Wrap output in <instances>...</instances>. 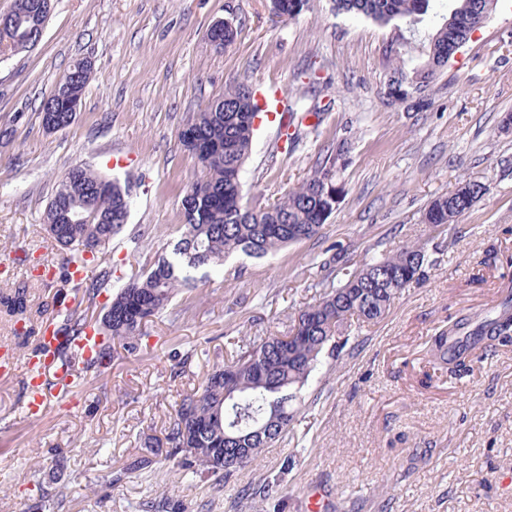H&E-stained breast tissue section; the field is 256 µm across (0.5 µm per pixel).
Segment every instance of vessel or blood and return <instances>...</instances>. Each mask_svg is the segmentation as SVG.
Masks as SVG:
<instances>
[{"instance_id":"1","label":"vessel or blood","mask_w":512,"mask_h":512,"mask_svg":"<svg viewBox=\"0 0 512 512\" xmlns=\"http://www.w3.org/2000/svg\"><path fill=\"white\" fill-rule=\"evenodd\" d=\"M57 321L47 322L41 332L36 352L28 355L25 360L16 357L0 356V379L21 376L27 394L24 407L26 416H34L46 409L44 394L45 383H53L58 395L68 394L74 382L71 369L61 366L54 357V350L61 341L57 335Z\"/></svg>"}]
</instances>
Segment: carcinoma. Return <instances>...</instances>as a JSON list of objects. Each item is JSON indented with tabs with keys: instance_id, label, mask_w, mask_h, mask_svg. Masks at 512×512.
I'll return each instance as SVG.
<instances>
[{
	"instance_id": "cac0c4a2",
	"label": "carcinoma",
	"mask_w": 512,
	"mask_h": 512,
	"mask_svg": "<svg viewBox=\"0 0 512 512\" xmlns=\"http://www.w3.org/2000/svg\"><path fill=\"white\" fill-rule=\"evenodd\" d=\"M272 14L292 20L312 7V0H269ZM433 0H334L336 12L368 18L380 25L399 20L412 24L432 8ZM497 0H452L448 15L429 36L424 63L409 71L395 54L393 75L384 87L385 99L404 103L422 94L436 72L445 68L455 47L470 39L469 22L489 17ZM50 0H15L4 15L0 42L16 51L36 42L46 23ZM91 64L81 61L42 105V121L49 129L69 126L75 113L72 99L81 100L91 79ZM245 83L232 81L224 88V103L193 113L180 141L201 166V176L188 184L182 200L184 224L171 253L148 268L133 272L112 295L105 312L90 317L70 311L64 330L80 336L92 328L102 336L92 358L77 376L89 369L107 368L117 348L133 354L140 350L142 327L165 310L183 291L195 287L192 272L220 267L242 253L263 258L281 248L317 235L333 213L342 188L336 185V162L323 163L299 186L265 206L243 203L240 173L254 139L255 119L261 112ZM415 100V99H413ZM418 98L415 104H422ZM488 191L470 180L456 191L434 198L424 222L435 228L452 224ZM130 190L89 165H79L58 182L45 213L54 241L100 267L97 278L80 283L90 304L104 288L112 287V262L101 250L127 223ZM424 245L407 243L391 255L373 259L341 285L325 293L313 306L301 310L291 328L293 337L271 334L239 346L231 360L213 370L196 391L184 396L160 437L145 439L140 451L122 467L104 476L118 484L136 472H151L160 461H175L182 470L206 475L217 482L254 463L265 448L288 434L304 389L327 356L345 348L350 321L383 319L400 291L423 275ZM0 306L11 317L28 312L24 288L0 291ZM512 345V313L503 309L494 318L464 316L448 331L434 337L432 362L453 374L466 356L479 350L494 352Z\"/></svg>"
}]
</instances>
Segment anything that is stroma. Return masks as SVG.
I'll return each mask as SVG.
<instances>
[{
    "label": "stroma",
    "mask_w": 512,
    "mask_h": 512,
    "mask_svg": "<svg viewBox=\"0 0 512 512\" xmlns=\"http://www.w3.org/2000/svg\"><path fill=\"white\" fill-rule=\"evenodd\" d=\"M446 0L412 25L381 26L336 13L331 0L281 21L268 0H51L34 50L0 47V288L26 287L30 331L14 334L0 312V346L35 351V332L58 302L80 291L59 276L68 253L44 217L56 185L88 164L132 186L131 215L105 247L114 278L105 304L132 271L180 238L182 198L199 167L179 142L192 113L247 79L278 91L279 112L318 105L289 143L262 120L241 173L244 199L276 202L310 176L320 155L343 146V193L314 238L264 258L238 253L222 271L144 328L137 355L77 380L28 419L19 381L0 379V512H145L169 499L178 512H273L254 495L280 477L282 512H308L324 490L325 512H512V346L467 359L461 372L423 384L435 334L463 314L512 298V0L497 10L426 91L423 107L390 106L380 90L392 51L418 65ZM238 26L216 48V21ZM92 77L74 121L50 130L41 107L73 65ZM468 180L489 191L446 227L424 222L428 203ZM424 243V275L375 323L353 322L349 345L326 358L304 392L284 441L222 483L173 464L151 476L103 483L148 435L164 430L184 395L233 355L242 337L287 334L299 311L343 284L364 261ZM495 263L484 265L488 249ZM190 353L177 369L174 351ZM291 471L281 472L286 456ZM63 457L60 495H41L47 464Z\"/></svg>",
    "instance_id": "obj_1"
}]
</instances>
